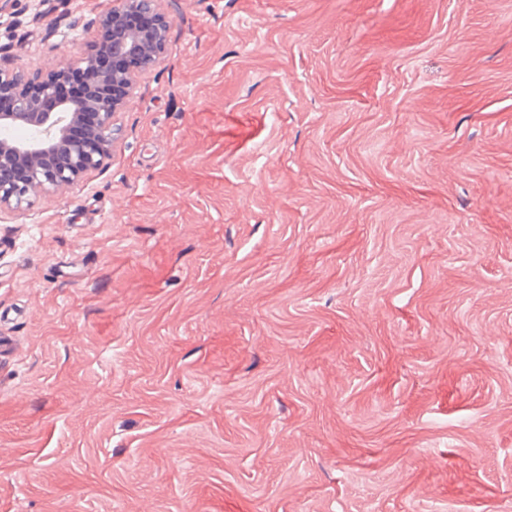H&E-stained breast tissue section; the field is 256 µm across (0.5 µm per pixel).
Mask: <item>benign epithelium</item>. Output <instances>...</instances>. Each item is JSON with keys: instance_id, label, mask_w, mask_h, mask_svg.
<instances>
[{"instance_id": "obj_1", "label": "benign epithelium", "mask_w": 512, "mask_h": 512, "mask_svg": "<svg viewBox=\"0 0 512 512\" xmlns=\"http://www.w3.org/2000/svg\"><path fill=\"white\" fill-rule=\"evenodd\" d=\"M161 0H112L101 17L91 52L52 64L31 78L0 68V98L11 100L0 111V209H21L31 199L78 183L100 167L112 147V118L132 101L140 73L156 64L166 48L169 18ZM146 19L129 24V17ZM78 70L83 91H63L67 76ZM52 102L47 110L43 103ZM88 113L94 123L84 135L72 128Z\"/></svg>"}]
</instances>
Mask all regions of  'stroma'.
Returning a JSON list of instances; mask_svg holds the SVG:
<instances>
[{
    "instance_id": "obj_1",
    "label": "stroma",
    "mask_w": 512,
    "mask_h": 512,
    "mask_svg": "<svg viewBox=\"0 0 512 512\" xmlns=\"http://www.w3.org/2000/svg\"><path fill=\"white\" fill-rule=\"evenodd\" d=\"M111 5L0 0V66ZM161 8L0 210V512H512V0Z\"/></svg>"
}]
</instances>
